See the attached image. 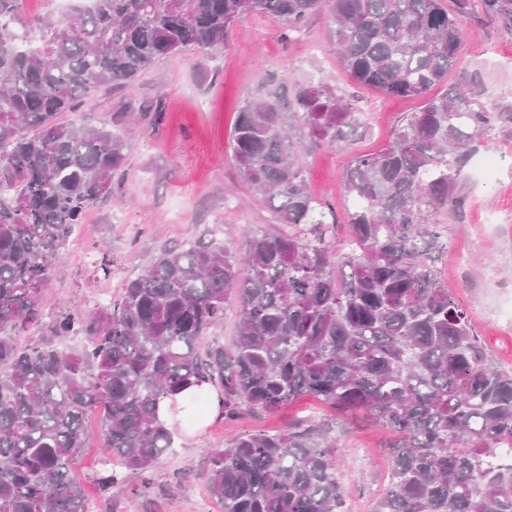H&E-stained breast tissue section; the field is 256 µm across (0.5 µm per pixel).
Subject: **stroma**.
Returning a JSON list of instances; mask_svg holds the SVG:
<instances>
[{"label": "stroma", "instance_id": "35a3bbf8", "mask_svg": "<svg viewBox=\"0 0 512 512\" xmlns=\"http://www.w3.org/2000/svg\"><path fill=\"white\" fill-rule=\"evenodd\" d=\"M461 45L447 86H468L481 99L512 112V33L474 11L461 22ZM325 80L350 105L357 122L342 142L303 145L297 160L310 191L335 210L336 247L345 249L350 206L343 173L354 155L387 146L391 133L421 100L390 97L355 84L339 63L323 15L308 19L297 34L280 21L241 17L224 49L196 51L160 60L132 84L107 87L78 102L71 119L104 126L124 136L127 159L112 177V188L89 211L85 224L64 249L65 263L40 293L43 326L57 316L92 314L104 299H117L130 276L150 266L165 248L188 241L242 245L253 225L276 231L268 204L241 180L228 143L243 100L267 86L290 94L296 85ZM462 206L441 220V248L431 265L449 293L467 310L481 342L495 362L512 371V137L483 140L457 180ZM112 261L110 279L95 278L101 257ZM331 411L301 398L271 412H241L219 418L190 442H176L148 474L123 470L121 483L99 481V414L85 426L84 457L75 473L90 499L91 512H198L206 496L201 478L211 449L233 436L278 430L292 421L319 422ZM336 476L347 512H374L388 486L391 464L382 452L386 430L364 414L334 422ZM153 492L141 496L142 481Z\"/></svg>", "mask_w": 512, "mask_h": 512}]
</instances>
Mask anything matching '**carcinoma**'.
Here are the masks:
<instances>
[{
  "instance_id": "obj_1",
  "label": "carcinoma",
  "mask_w": 512,
  "mask_h": 512,
  "mask_svg": "<svg viewBox=\"0 0 512 512\" xmlns=\"http://www.w3.org/2000/svg\"><path fill=\"white\" fill-rule=\"evenodd\" d=\"M512 32V0H479ZM472 0H88L57 20L0 0V512H90L73 473L88 412L102 413L101 485L112 459L147 472L172 447L159 398L208 382L224 417L312 395L365 410L397 432L375 512H512V372L495 365L467 311L430 265L436 216L459 209L453 185L479 139L512 135V113L448 77ZM317 13L343 68L362 86L422 99L389 145L344 173L350 251L330 204L294 161L306 136L332 146L355 125L326 82L284 98L247 99L229 142L240 177L285 230L251 226L242 251L189 242L163 249L100 311L66 313L59 339L20 345L40 319L39 293L88 210L125 164V139L69 122L81 95L122 87L161 59L226 43L236 20L264 16L299 32ZM239 306L232 347L202 339ZM327 423L242 433L214 448L203 475L222 512H345Z\"/></svg>"
}]
</instances>
